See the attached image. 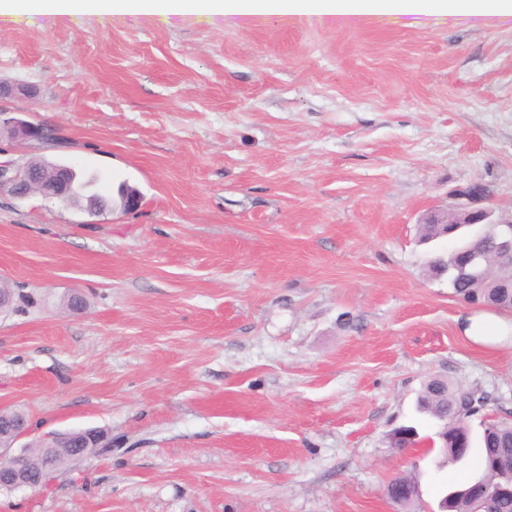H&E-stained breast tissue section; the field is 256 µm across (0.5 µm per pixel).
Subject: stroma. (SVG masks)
Here are the masks:
<instances>
[{
	"instance_id": "35a3bbf8",
	"label": "stroma",
	"mask_w": 512,
	"mask_h": 512,
	"mask_svg": "<svg viewBox=\"0 0 512 512\" xmlns=\"http://www.w3.org/2000/svg\"><path fill=\"white\" fill-rule=\"evenodd\" d=\"M0 83L36 86L0 108L60 136L0 150L107 201L0 197V281L35 299L0 314V411L112 436L0 512H401L386 486L413 471L411 512H436L472 474L390 435L434 434L437 375L512 412V343L463 336L473 308L430 270L453 243L419 240L476 183L512 211V20L23 14ZM35 165L41 166L49 173V183H55L63 191L62 196L54 197L63 205H81L83 199L86 200L85 207L91 208L96 206L101 201L97 195H83L82 190L84 185L76 184L75 174L62 167L59 164H53L45 161H32ZM62 167V168H60Z\"/></svg>"
}]
</instances>
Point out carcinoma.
I'll list each match as a JSON object with an SVG mask.
<instances>
[{"mask_svg": "<svg viewBox=\"0 0 512 512\" xmlns=\"http://www.w3.org/2000/svg\"><path fill=\"white\" fill-rule=\"evenodd\" d=\"M49 173V182L57 184L63 205H79L86 201L91 208L101 201L97 195L82 194L83 185L65 167L45 161H34ZM458 224H423L421 239L432 241L457 233ZM435 274H448V287L464 301H479L497 310H512V229L506 225H490L485 234L440 255L431 264ZM487 397L451 384L435 376L423 386L417 399L418 411L448 427V438L440 440L442 464L455 465L477 449L482 479L489 488L503 476L512 475V422L505 417L486 416L480 421L481 433L473 441L469 421L486 405ZM418 480L414 475H400L387 485V495L405 509L417 499ZM447 512H512V497L502 498L472 491L448 497Z\"/></svg>", "mask_w": 512, "mask_h": 512, "instance_id": "cac0c4a2", "label": "carcinoma"}]
</instances>
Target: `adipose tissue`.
Instances as JSON below:
<instances>
[{
    "label": "adipose tissue",
    "mask_w": 512,
    "mask_h": 512,
    "mask_svg": "<svg viewBox=\"0 0 512 512\" xmlns=\"http://www.w3.org/2000/svg\"><path fill=\"white\" fill-rule=\"evenodd\" d=\"M44 15L94 14L98 17L194 15L200 21L223 16L225 22L249 25L254 21L332 18L341 22L380 20L402 15L512 17V0H0V16L23 13ZM460 328L480 343H492L512 335V319L480 313L465 316Z\"/></svg>",
    "instance_id": "adipose-tissue-1"
}]
</instances>
